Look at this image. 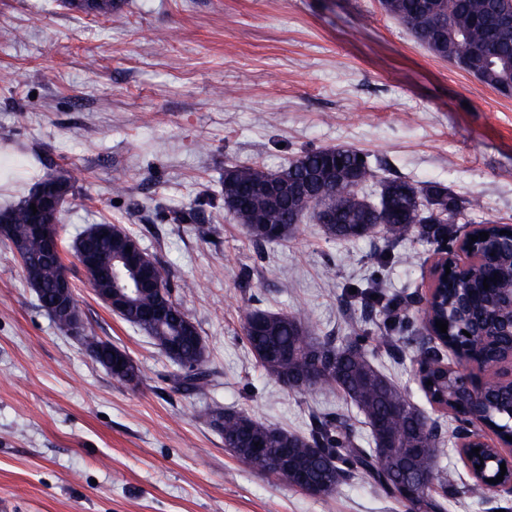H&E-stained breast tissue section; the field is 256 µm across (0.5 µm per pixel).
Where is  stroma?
Returning <instances> with one entry per match:
<instances>
[{
    "mask_svg": "<svg viewBox=\"0 0 512 512\" xmlns=\"http://www.w3.org/2000/svg\"><path fill=\"white\" fill-rule=\"evenodd\" d=\"M114 2L107 19L63 0H0V205L47 169L72 171L59 225L74 295L143 381L116 382L58 329L0 241V502L9 512H405L360 479L338 497L314 496L226 450L207 410L292 431L328 408L361 421L334 391L263 375L243 335L249 307L303 312L321 336L364 337L375 366L441 426L448 512H512L511 495L477 503L461 493L471 477L456 426L417 380L427 344L417 307L390 355L375 327L382 314L357 296L374 277L389 298L420 292L435 246L408 239L380 268V234L332 241L305 220L290 240L258 247L222 195L227 165L275 171L310 149L353 146L390 176L480 200L456 232L512 224V97L431 55L379 0ZM183 211L194 220L174 223ZM104 221L130 227L187 283L179 303L207 345V390L175 392V364L88 286L69 246Z\"/></svg>",
    "mask_w": 512,
    "mask_h": 512,
    "instance_id": "1",
    "label": "stroma"
}]
</instances>
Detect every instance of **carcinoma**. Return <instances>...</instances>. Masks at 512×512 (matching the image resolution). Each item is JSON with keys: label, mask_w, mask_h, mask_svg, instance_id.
<instances>
[{"label": "carcinoma", "mask_w": 512, "mask_h": 512, "mask_svg": "<svg viewBox=\"0 0 512 512\" xmlns=\"http://www.w3.org/2000/svg\"><path fill=\"white\" fill-rule=\"evenodd\" d=\"M93 2L88 10L64 0L71 9L112 16V0ZM380 5L435 57L463 61V71L499 93L512 89V0H454L451 9L443 0H380ZM358 154L360 150L346 146L307 150L276 171L233 164L224 171V210L256 245L288 241L309 214L334 241L364 238L373 226L382 224L384 240L395 247L414 237L442 243L453 236L457 219L479 207L477 200L459 197L439 183L383 176L369 156L360 159ZM50 186L59 191V208L46 213L43 223H57L60 206L74 194V179L66 169L47 171L18 202L0 207V216L9 218L7 241L20 260L25 281L48 313L57 298L59 265L47 258L41 242L31 234L29 214L30 205ZM487 232L499 239L492 265L495 287L512 289V243L495 226L487 227ZM136 242V234L125 225L99 223L80 231L71 249L75 256L83 248L93 249L110 261L125 256V248ZM483 281L478 275L448 280L438 291L433 315L448 323L451 340L468 342L459 333L464 326L474 337L489 338L506 350L512 345L505 327L508 312L491 304ZM174 288L168 272L157 266L156 284L129 295L119 318L161 351L166 340L179 339L174 361L179 371L173 387L191 395L211 385L212 371L204 338L181 309ZM165 305L169 312L163 322L147 318ZM397 319L398 314L386 310L383 339L390 352L396 349L392 331ZM241 321L246 344L263 374L288 389L308 388L311 369L317 362L324 364L325 371L312 385L334 388L344 396L364 417L373 447H364L337 413L314 414L307 432L299 433L268 425L245 411L212 410L208 419L224 437V448L260 474L296 488L310 484L321 496H339L349 477L357 476L399 503L400 485H409L416 512H445L446 496L439 493L447 488L440 466L445 440L408 395L372 363L360 338L317 336L299 312L247 308ZM78 336L95 361L106 366L109 354L100 350L103 341L94 330L85 323ZM112 378L136 387L143 375L135 366L129 373L112 372ZM425 380L422 390L429 399L450 401L462 387L459 373L437 352ZM481 409L502 434H512L511 388H487Z\"/></svg>", "instance_id": "carcinoma-1"}]
</instances>
